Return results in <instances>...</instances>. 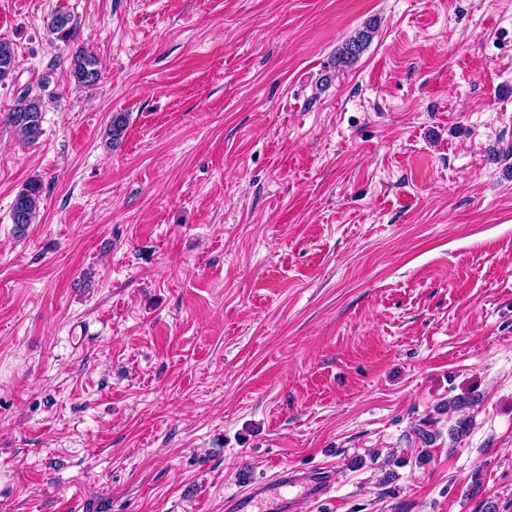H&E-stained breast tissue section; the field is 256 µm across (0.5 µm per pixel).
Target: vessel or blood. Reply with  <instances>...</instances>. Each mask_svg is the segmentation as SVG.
I'll return each instance as SVG.
<instances>
[{
	"mask_svg": "<svg viewBox=\"0 0 512 512\" xmlns=\"http://www.w3.org/2000/svg\"><path fill=\"white\" fill-rule=\"evenodd\" d=\"M335 481V472L325 467L311 472L283 468L268 480L248 477L242 492L225 497L224 512H294L300 500L325 497Z\"/></svg>",
	"mask_w": 512,
	"mask_h": 512,
	"instance_id": "1",
	"label": "vessel or blood"
}]
</instances>
